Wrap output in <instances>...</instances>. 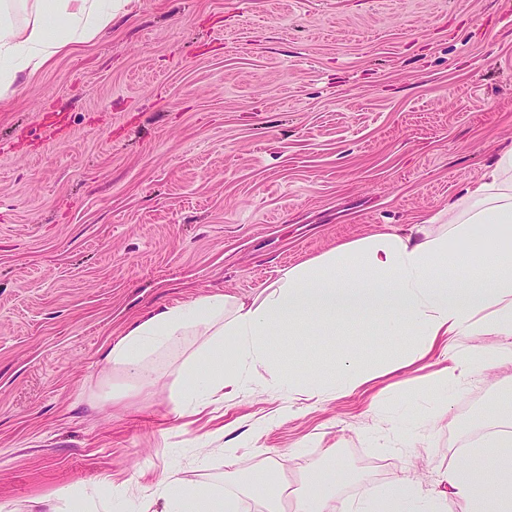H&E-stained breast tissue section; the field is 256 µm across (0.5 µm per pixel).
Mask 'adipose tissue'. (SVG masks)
Returning <instances> with one entry per match:
<instances>
[{"label": "adipose tissue", "mask_w": 512, "mask_h": 512, "mask_svg": "<svg viewBox=\"0 0 512 512\" xmlns=\"http://www.w3.org/2000/svg\"><path fill=\"white\" fill-rule=\"evenodd\" d=\"M131 0H0V95L11 92L19 73H35L57 54L93 38ZM446 221L433 226L388 228L337 245L303 264L282 269L253 300L225 293L200 295L157 309L129 324L108 351L113 368L134 376L140 388L157 378L151 355L194 336L198 346L184 359V383L175 393L180 417L203 413L211 404L270 375L289 391L319 397L331 390L351 393L380 371L341 351L333 375L322 379L280 365L274 340L328 336L341 320L363 326L370 347L406 343L388 370L405 367L444 345L446 364L437 372L440 390L464 375L491 366H512V347L494 357L462 348L463 336L512 337V146L499 151L482 178L441 211ZM234 348L225 351V337ZM271 473L263 487L237 473L224 476L223 490L193 484L176 470L157 474L137 512H240L244 498L259 496L264 512H336V491L345 473L312 465L290 482L282 462L262 461ZM442 478L446 497L425 492L420 482L403 479L382 489L367 487L356 512H512V418L491 415L483 434L450 462ZM47 512H113L111 501L70 487L42 499Z\"/></svg>", "instance_id": "ef3b65f1"}]
</instances>
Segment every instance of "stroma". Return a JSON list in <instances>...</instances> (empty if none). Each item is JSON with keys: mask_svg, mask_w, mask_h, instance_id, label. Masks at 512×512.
<instances>
[{"mask_svg": "<svg viewBox=\"0 0 512 512\" xmlns=\"http://www.w3.org/2000/svg\"><path fill=\"white\" fill-rule=\"evenodd\" d=\"M509 143L512 0H137L20 76L0 99V512L108 476L133 512L170 467L260 484L266 450L294 480L334 449L349 502L403 477L433 489L488 410L512 414L507 371L460 378L451 404L429 357L378 378V396L309 399L266 377L179 418L191 339L120 402L105 393L131 380L107 352L146 312L250 299L340 243L433 219ZM341 342L364 363L394 351L350 322L274 349L324 375Z\"/></svg>", "mask_w": 512, "mask_h": 512, "instance_id": "obj_1", "label": "stroma"}]
</instances>
